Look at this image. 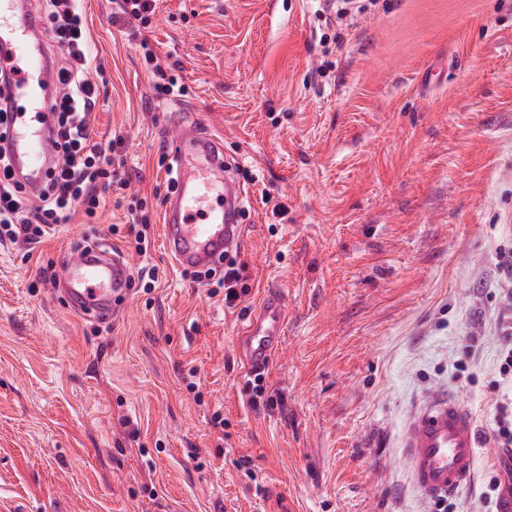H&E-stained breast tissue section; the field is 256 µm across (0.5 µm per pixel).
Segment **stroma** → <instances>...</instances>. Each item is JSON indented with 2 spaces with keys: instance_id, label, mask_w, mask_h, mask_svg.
<instances>
[{
  "instance_id": "stroma-1",
  "label": "stroma",
  "mask_w": 512,
  "mask_h": 512,
  "mask_svg": "<svg viewBox=\"0 0 512 512\" xmlns=\"http://www.w3.org/2000/svg\"><path fill=\"white\" fill-rule=\"evenodd\" d=\"M83 11L96 139H120L153 215L170 125L223 135L248 293L228 308L182 273L157 221L140 256L109 191L34 249L0 242V512H435L402 449L439 392L483 436L448 502L475 512L500 464L486 435L512 250V0H376L341 28L317 0H157L150 46L187 88L165 102L113 0ZM93 242L157 277L105 323L39 276ZM269 284L288 324L258 384L236 338Z\"/></svg>"
}]
</instances>
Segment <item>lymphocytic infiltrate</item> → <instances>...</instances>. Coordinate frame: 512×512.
I'll use <instances>...</instances> for the list:
<instances>
[{
  "label": "lymphocytic infiltrate",
  "mask_w": 512,
  "mask_h": 512,
  "mask_svg": "<svg viewBox=\"0 0 512 512\" xmlns=\"http://www.w3.org/2000/svg\"><path fill=\"white\" fill-rule=\"evenodd\" d=\"M43 29L59 55L55 70L58 94L47 110L54 120L53 160L38 198L25 194L14 179L8 156L0 154V241L32 244L68 223L75 209L94 217L100 207L98 187L126 190L122 165L93 138L91 120L100 96L88 72L89 40L82 0H44ZM504 311L500 317L501 388L494 426L488 438L496 447H512V256H504Z\"/></svg>",
  "instance_id": "1"
}]
</instances>
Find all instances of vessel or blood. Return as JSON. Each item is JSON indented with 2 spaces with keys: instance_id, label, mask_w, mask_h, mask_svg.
Returning <instances> with one entry per match:
<instances>
[{
  "instance_id": "vessel-or-blood-1",
  "label": "vessel or blood",
  "mask_w": 512,
  "mask_h": 512,
  "mask_svg": "<svg viewBox=\"0 0 512 512\" xmlns=\"http://www.w3.org/2000/svg\"><path fill=\"white\" fill-rule=\"evenodd\" d=\"M32 16L17 12L15 0H0V67L16 68L15 93L27 103L13 113L4 142L13 170L25 189L40 190L52 155L49 115L39 111L56 87ZM177 165L176 186L163 204L165 249L182 270H202L220 263L225 251L240 246L239 212L244 188L232 177L224 159V139L180 122L171 138ZM60 281L70 309L89 319H109L114 302L128 288L130 268L123 257L97 249L59 256ZM286 309L281 291L267 286L258 308L242 319L237 350L248 375H261L281 348ZM479 446L475 420L457 399L434 395L417 413L404 442V458L413 482L427 499L448 497L468 480Z\"/></svg>"
}]
</instances>
